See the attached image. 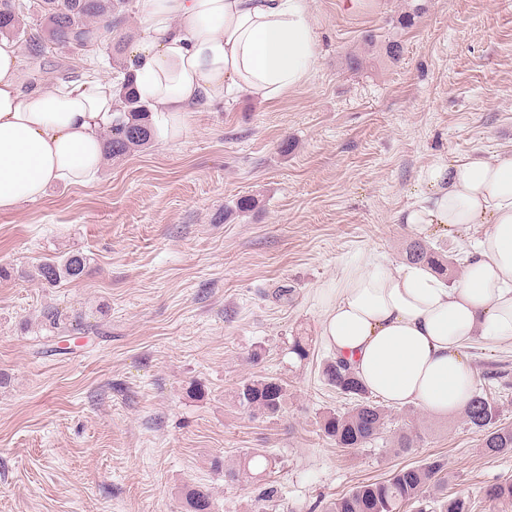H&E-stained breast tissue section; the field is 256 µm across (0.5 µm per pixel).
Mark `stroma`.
Instances as JSON below:
<instances>
[{"mask_svg":"<svg viewBox=\"0 0 512 512\" xmlns=\"http://www.w3.org/2000/svg\"><path fill=\"white\" fill-rule=\"evenodd\" d=\"M307 4L319 53L305 86L213 103L182 137L105 162L95 185L0 213V512H181L195 486L210 488L209 512H260L255 485L211 465L256 450L277 458L275 512H309L435 457L449 492L494 512L483 490L512 478V457L484 456L461 415L391 408V430L421 435L400 455L389 435L357 449L322 435V416L347 402L322 376L319 293L369 256L405 263L416 234L398 214L431 157L512 152V0ZM22 66L43 89L117 70L105 48H52ZM243 197L255 207L235 212ZM69 251L90 259L81 279L31 280ZM50 309L61 328L46 325ZM297 338L308 359L292 353ZM467 354L476 385L501 372L512 422V340L480 338ZM256 376L287 383L281 417L237 404Z\"/></svg>","mask_w":512,"mask_h":512,"instance_id":"1","label":"stroma"}]
</instances>
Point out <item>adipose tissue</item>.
<instances>
[{
  "instance_id": "ef3b65f1",
  "label": "adipose tissue",
  "mask_w": 512,
  "mask_h": 512,
  "mask_svg": "<svg viewBox=\"0 0 512 512\" xmlns=\"http://www.w3.org/2000/svg\"><path fill=\"white\" fill-rule=\"evenodd\" d=\"M144 38L130 71L165 138L193 112L244 93L271 102L303 87L318 56L306 0H138ZM113 81L89 77L63 91L25 89L17 44L0 36V212L42 199L54 185L96 183L102 136L116 115ZM424 200L403 223L417 233L479 224L462 279L370 260L321 293V336L369 392L393 406L463 412L475 336L512 339V152L492 160L437 157L420 173Z\"/></svg>"
}]
</instances>
